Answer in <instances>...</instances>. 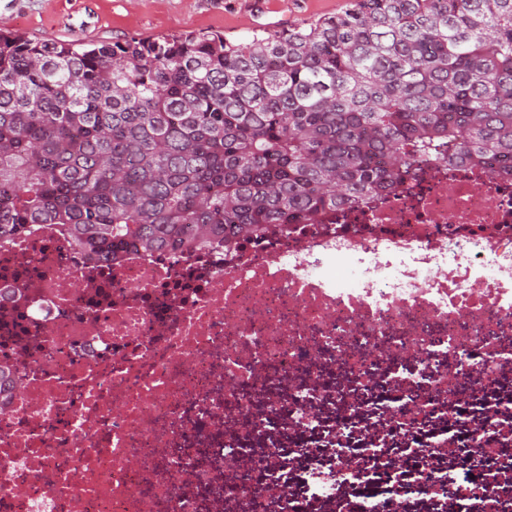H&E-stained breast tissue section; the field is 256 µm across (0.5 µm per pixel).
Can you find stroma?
Listing matches in <instances>:
<instances>
[{
  "label": "stroma",
  "mask_w": 512,
  "mask_h": 512,
  "mask_svg": "<svg viewBox=\"0 0 512 512\" xmlns=\"http://www.w3.org/2000/svg\"><path fill=\"white\" fill-rule=\"evenodd\" d=\"M346 0H0V28L39 40L214 32L232 42L342 11Z\"/></svg>",
  "instance_id": "obj_1"
}]
</instances>
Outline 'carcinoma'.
Here are the masks:
<instances>
[{"instance_id":"carcinoma-1","label":"carcinoma","mask_w":512,"mask_h":512,"mask_svg":"<svg viewBox=\"0 0 512 512\" xmlns=\"http://www.w3.org/2000/svg\"><path fill=\"white\" fill-rule=\"evenodd\" d=\"M444 164L512 178V0H347L244 43L0 30V243L225 247Z\"/></svg>"}]
</instances>
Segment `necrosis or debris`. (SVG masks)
<instances>
[{
  "mask_svg": "<svg viewBox=\"0 0 512 512\" xmlns=\"http://www.w3.org/2000/svg\"><path fill=\"white\" fill-rule=\"evenodd\" d=\"M0 512H512V181L457 167L333 224L106 267L0 247ZM479 460L484 492L423 462Z\"/></svg>",
  "mask_w": 512,
  "mask_h": 512,
  "instance_id": "1",
  "label": "necrosis or debris"
}]
</instances>
